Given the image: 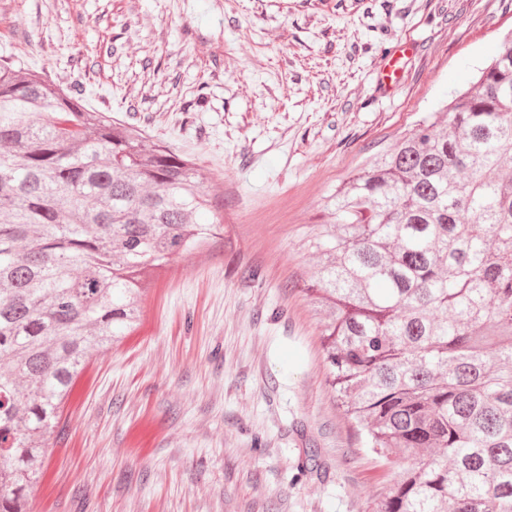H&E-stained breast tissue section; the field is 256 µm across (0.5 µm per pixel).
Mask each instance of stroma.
<instances>
[{"label":"stroma","instance_id":"1","mask_svg":"<svg viewBox=\"0 0 512 512\" xmlns=\"http://www.w3.org/2000/svg\"><path fill=\"white\" fill-rule=\"evenodd\" d=\"M511 31L512 0H0V62L203 168L231 238L160 271L93 357L36 512H371L397 471L329 385L303 236Z\"/></svg>","mask_w":512,"mask_h":512}]
</instances>
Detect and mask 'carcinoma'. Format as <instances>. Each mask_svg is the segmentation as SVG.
<instances>
[{"label": "carcinoma", "mask_w": 512, "mask_h": 512, "mask_svg": "<svg viewBox=\"0 0 512 512\" xmlns=\"http://www.w3.org/2000/svg\"><path fill=\"white\" fill-rule=\"evenodd\" d=\"M443 112L330 195L306 241L336 400L401 464L374 512H512V33ZM207 180L83 88L0 63V512H35L91 354L216 237Z\"/></svg>", "instance_id": "obj_1"}]
</instances>
